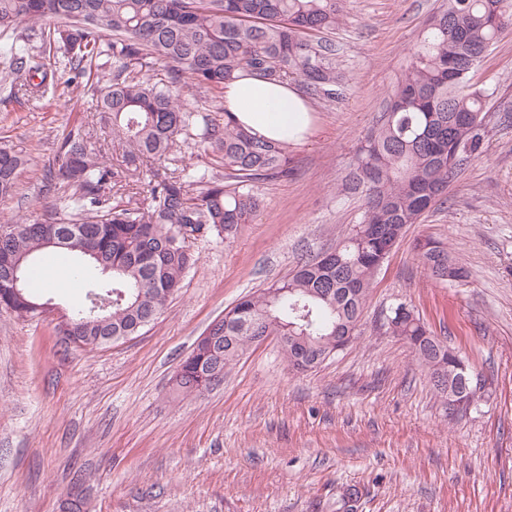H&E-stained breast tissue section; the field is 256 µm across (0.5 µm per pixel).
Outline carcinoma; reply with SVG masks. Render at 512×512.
<instances>
[{"label": "carcinoma", "mask_w": 512, "mask_h": 512, "mask_svg": "<svg viewBox=\"0 0 512 512\" xmlns=\"http://www.w3.org/2000/svg\"><path fill=\"white\" fill-rule=\"evenodd\" d=\"M343 16L342 0H0V34L22 23L40 29L38 42L0 47V81L14 98L62 99L74 92L121 140L123 164L96 148L93 129L80 124L61 139L41 174L42 193L58 201L33 222L0 225V255L28 261L44 251L86 257L84 301L77 347H99L133 336L158 319L193 264L197 237L228 235L247 224L259 206L254 183L291 174L288 144L258 137L230 113L217 123L180 101L191 84L221 91L241 73L270 83L301 81L318 98L336 100L346 89L329 34ZM512 28V0H445L424 25L402 79L388 94L361 141L350 173L364 193L359 223L337 244L336 254L302 262L295 273L260 295L240 298L232 321L220 326V358L190 355L178 374L186 393L199 374L224 372L254 344L264 325L279 337L290 366L305 350L308 369L322 364L335 340L357 331L377 270L394 234L441 199L448 179L481 148L484 126L461 116L484 117L485 88L473 75L497 38ZM162 63L166 75H151ZM200 138L231 183L209 168L154 165L174 162L181 139ZM457 150L448 167V148ZM23 160L0 143V201L13 199ZM152 172L149 203L132 206L118 194L134 177ZM416 256L439 282L467 278L448 247L419 240ZM37 299L25 292L11 310L35 318ZM385 326L407 341L428 371L433 390L448 398L459 356L413 309L399 302ZM359 491L344 490L337 512H355Z\"/></svg>", "instance_id": "1"}]
</instances>
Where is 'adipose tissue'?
Here are the masks:
<instances>
[{
    "label": "adipose tissue",
    "instance_id": "ef3b65f1",
    "mask_svg": "<svg viewBox=\"0 0 512 512\" xmlns=\"http://www.w3.org/2000/svg\"><path fill=\"white\" fill-rule=\"evenodd\" d=\"M224 108L251 132L292 144L301 142L313 123V108L296 86L250 76L225 85Z\"/></svg>",
    "mask_w": 512,
    "mask_h": 512
}]
</instances>
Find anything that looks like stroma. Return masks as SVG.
Returning <instances> with one entry per match:
<instances>
[{
  "label": "stroma",
  "instance_id": "obj_1",
  "mask_svg": "<svg viewBox=\"0 0 512 512\" xmlns=\"http://www.w3.org/2000/svg\"><path fill=\"white\" fill-rule=\"evenodd\" d=\"M444 0H345L334 38L342 97L312 99L315 128L292 145L294 173L256 182L251 223L192 246L195 262L162 315L96 348L62 342L55 316L0 308V512H512V30L473 80L488 89L481 150L444 204L408 227L377 272L356 338L317 369L292 370L276 341L251 347L220 384L173 382L196 341L242 296L334 248L364 208L346 189L360 139ZM79 97L0 99V137L27 163L0 219L41 218V171L86 121ZM444 242L467 268L438 282L414 245ZM406 302L481 378L449 416L409 345L383 325Z\"/></svg>",
  "mask_w": 512,
  "mask_h": 512
}]
</instances>
